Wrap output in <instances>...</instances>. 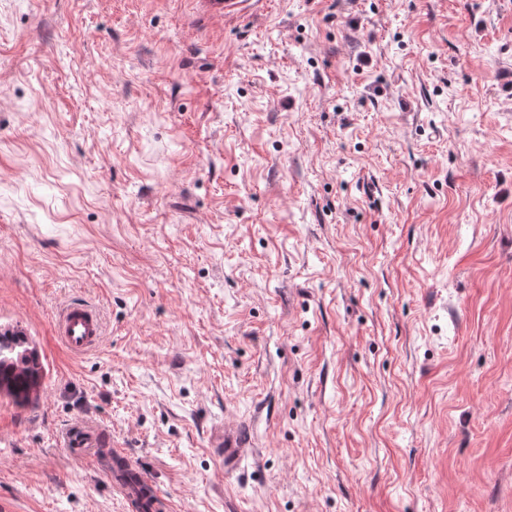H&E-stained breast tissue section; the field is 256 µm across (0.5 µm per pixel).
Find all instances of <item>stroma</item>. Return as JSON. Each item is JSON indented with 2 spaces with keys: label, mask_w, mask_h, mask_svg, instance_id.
I'll return each instance as SVG.
<instances>
[{
  "label": "stroma",
  "mask_w": 512,
  "mask_h": 512,
  "mask_svg": "<svg viewBox=\"0 0 512 512\" xmlns=\"http://www.w3.org/2000/svg\"><path fill=\"white\" fill-rule=\"evenodd\" d=\"M1 333L0 512H512V0H0ZM55 328L62 343L74 353L95 347L103 336L97 312L81 301H73L64 306L55 322ZM23 343L19 336L6 341L1 340L0 336V382L6 383L8 393L15 398L28 400L35 387L28 368L18 363L19 354L26 349ZM19 360L32 366L37 362V357L34 352L27 351L20 355ZM66 444L68 448H76L83 451L85 448H96V460L100 466L101 454L104 453L110 457L119 458L125 463L123 470H114L111 474L113 485L122 493L128 507L135 511L149 512L150 510H141L138 493L142 490L147 491L154 499L153 512L170 511L171 504L158 491L155 481L148 476L139 466L128 459L125 453L112 448V442L100 433H92L81 425L72 427L66 435ZM101 448V449H100ZM224 467L226 470H233L243 457V448L246 443L242 441L237 430L232 433L224 431Z\"/></svg>",
  "instance_id": "35a3bbf8"
}]
</instances>
